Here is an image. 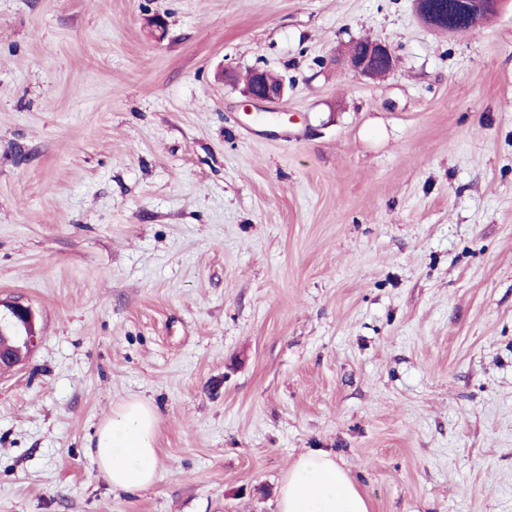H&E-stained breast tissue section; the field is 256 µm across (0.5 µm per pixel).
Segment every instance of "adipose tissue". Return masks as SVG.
Wrapping results in <instances>:
<instances>
[{
  "instance_id": "1",
  "label": "adipose tissue",
  "mask_w": 512,
  "mask_h": 512,
  "mask_svg": "<svg viewBox=\"0 0 512 512\" xmlns=\"http://www.w3.org/2000/svg\"><path fill=\"white\" fill-rule=\"evenodd\" d=\"M157 416L153 405L135 398L125 403L97 432L90 454L113 490L134 494L156 478ZM278 512H369L347 471L322 449L301 454L289 468Z\"/></svg>"
}]
</instances>
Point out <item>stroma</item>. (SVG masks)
<instances>
[{"label": "stroma", "instance_id": "stroma-1", "mask_svg": "<svg viewBox=\"0 0 512 512\" xmlns=\"http://www.w3.org/2000/svg\"><path fill=\"white\" fill-rule=\"evenodd\" d=\"M220 66L288 95L244 112ZM0 300L39 334L0 512H277L312 448L370 512H512V0L455 34L414 0H0ZM135 397L128 495L88 446ZM346 58L350 68L358 75L374 78L375 68L379 64L393 66L394 51L390 45L382 41H369L349 46ZM156 420L153 405L134 398L99 428L90 455L112 491L135 494L154 484Z\"/></svg>", "mask_w": 512, "mask_h": 512}]
</instances>
